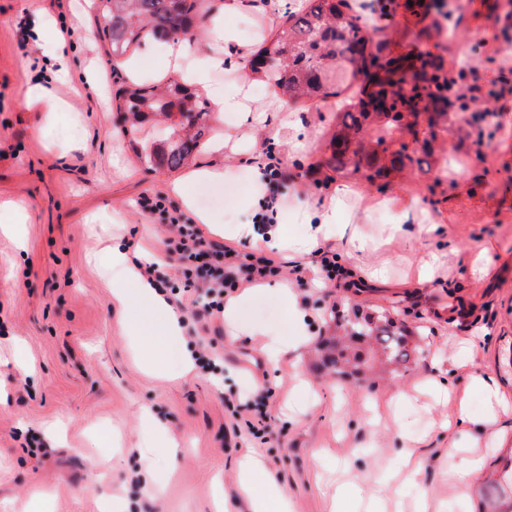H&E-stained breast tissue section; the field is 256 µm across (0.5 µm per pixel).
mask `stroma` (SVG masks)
Masks as SVG:
<instances>
[{"label": "stroma", "mask_w": 512, "mask_h": 512, "mask_svg": "<svg viewBox=\"0 0 512 512\" xmlns=\"http://www.w3.org/2000/svg\"><path fill=\"white\" fill-rule=\"evenodd\" d=\"M396 2L381 33L391 56L427 55L443 66L465 58L478 76L500 71L512 81V30L502 28L503 0H444L441 9ZM41 9L51 10L71 31L65 39L70 79L54 87L68 109L49 123L23 105L41 59L30 34ZM444 10L456 25L451 39L434 30ZM97 18L96 0H0V203H20L29 213L24 245L0 233V512L22 507L40 491L48 495L49 512H100L101 500L84 492L91 483L128 512H212V478L218 473L228 512H243L235 471L245 455L262 457L285 490L290 512H329L322 480L345 469L354 488L382 482L409 448L427 461L415 483L400 486L402 500L413 502L424 490L429 512H483L504 451L493 432H486L475 443L485 476L462 488L440 454L474 442L439 423L461 395L474 415L486 413L484 396L468 389L475 366L496 375L512 406V93L478 101L469 112L449 113L437 138L418 121L411 131L385 137L391 152L429 146L430 167H408L375 182L325 168L341 119L333 109L288 103L308 138L300 154L270 142L257 128L250 131L252 145L236 154L217 153L219 129L242 127L238 112L222 128H210L194 162L221 166L224 177L193 185L191 193L208 198L211 213L228 223L250 220L239 202L254 189L252 153L275 146L284 166L299 171L283 190L289 233H300L297 216L311 200L348 185L350 204L372 245L353 252L339 239L332 251L363 271L383 270L393 286L358 292L323 284L305 260L296 269L282 267L277 280L294 288L312 336L299 363L276 367L262 355V337L244 333L260 325L291 334L292 322L272 292L254 293L240 308L238 335L225 328L221 315L202 316V302L186 303L183 339L194 351L223 356V383L215 385V375L200 370L160 379L136 365L120 331L109 278L89 257L118 240L165 256L169 278L178 280L179 263L165 253L170 228L164 215L141 212L138 201L147 195L179 207L167 187L183 173L149 167L127 139L113 135L115 101L101 102L87 90L92 63L102 85L117 89ZM491 53L497 56L493 65L485 61ZM488 110L490 125L477 128L475 113ZM40 123L42 138L33 133ZM401 193L417 200L419 218L437 223L431 238L389 237L397 211L378 209L377 203ZM429 250L439 254L442 276L416 282L418 255ZM355 303L386 311L412 330L418 354L407 373L384 374L371 386L319 368V343L334 333V310ZM17 343L26 349L27 368L10 360ZM399 391L408 400L392 402ZM261 400L266 432L260 439L247 433L250 414L244 406ZM146 413L181 444L159 493L140 463L139 424ZM101 427L120 434V453L97 443Z\"/></svg>", "instance_id": "35a3bbf8"}]
</instances>
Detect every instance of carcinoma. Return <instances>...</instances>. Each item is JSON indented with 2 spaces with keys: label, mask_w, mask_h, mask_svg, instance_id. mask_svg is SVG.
<instances>
[{
  "label": "carcinoma",
  "mask_w": 512,
  "mask_h": 512,
  "mask_svg": "<svg viewBox=\"0 0 512 512\" xmlns=\"http://www.w3.org/2000/svg\"><path fill=\"white\" fill-rule=\"evenodd\" d=\"M198 7L199 0H99V31L109 40L112 56L120 57L147 35L168 41L187 34ZM348 9V0H306L301 11L289 13L283 24L263 35L244 67L264 73L290 101L336 102V111L344 113L347 121L335 136L329 166L336 171L350 167L354 174L372 169L368 179L385 178L389 169L420 165L422 159L402 151L391 167L378 165L377 147L385 138L378 137L373 146L367 144L363 129L370 118L383 117L390 130H398L403 114L415 113L422 103L434 139L448 98L439 92L433 60L421 56L418 64L406 65L384 54L385 43L376 40L378 29ZM380 57L386 59L387 68L370 70L368 62ZM347 79L359 82V91L343 98L341 85ZM116 97L115 128L129 137L133 148H141L146 163H161L170 171L187 164L207 128V100L176 79L161 90L143 82L127 84L117 90ZM175 107L179 109L177 120L173 119ZM151 115L169 121L167 132L141 146L136 133ZM358 343L367 344L371 353L397 370L409 367L406 330L390 318L365 313L356 306L336 317V336L326 346L324 364L339 376L349 368L360 373L368 359L355 350Z\"/></svg>",
  "instance_id": "1"
}]
</instances>
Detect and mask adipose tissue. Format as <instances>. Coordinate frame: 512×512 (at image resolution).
<instances>
[{"instance_id":"adipose-tissue-1","label":"adipose tissue","mask_w":512,"mask_h":512,"mask_svg":"<svg viewBox=\"0 0 512 512\" xmlns=\"http://www.w3.org/2000/svg\"><path fill=\"white\" fill-rule=\"evenodd\" d=\"M280 0H222L208 30V36L215 48L213 54L206 57L202 64L186 68L185 63L196 54L194 42L179 40L164 45L162 52L166 66L178 69L185 68V78L193 84H205L209 81L211 71L222 68L225 63L224 49L234 48L239 60L251 58L249 45L238 42L233 29L226 25L229 16L241 14L252 8L277 10ZM40 48L47 56V72L45 81L37 83L28 90L24 97L26 108L38 112L45 108L59 107L60 102L53 90L56 79L66 77L70 69L69 55L61 42H42ZM250 72H243L239 78L234 94H225L223 88H213L212 112L214 121H221L225 112L248 113L250 124L254 127L265 126L267 110L251 105ZM348 190L339 186L330 201L310 205L302 214L303 232L293 236L288 232V212L277 209L275 222L266 234H256L252 223L224 225L216 221L209 213L200 211L196 214L198 223L213 233H229L238 237L252 239L258 248L276 252L285 262H293L314 254L337 235L346 236L348 242L359 251L367 250L368 242L362 238L353 222L352 211L347 204ZM95 262L110 274L112 295L123 308L134 304H145L150 318L126 316L122 319V332L132 350L136 353L141 365L154 374L176 378L187 375L193 368L190 354H181L176 365H168L167 354L174 342L183 334V323L179 316L170 309V304L163 293L151 285L141 270L132 263L127 250L120 245H113L99 254ZM273 294L282 306L286 315L294 324L292 337L284 339L275 334H264L262 328H252L255 336H265L266 342L262 353L270 364H278L289 352L302 349L310 338L305 314L291 288L276 285ZM141 427L150 438V452L143 455L142 460L147 468L152 487L161 490L167 476L162 465L163 460L174 458L178 452L176 439L161 423L154 418L145 416L141 419ZM237 483L248 512H289L288 498L270 474L265 463L258 458L247 457L240 461L237 470Z\"/></svg>"}]
</instances>
